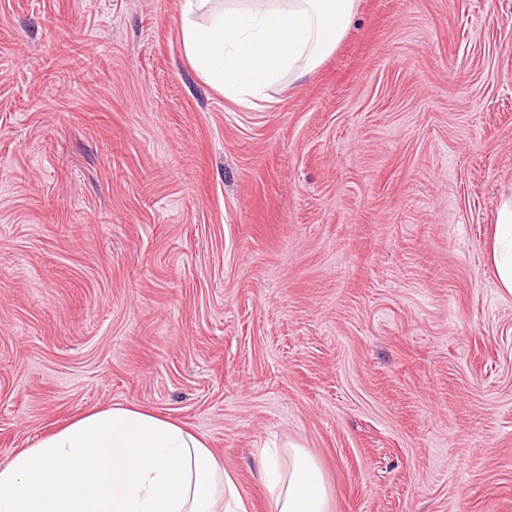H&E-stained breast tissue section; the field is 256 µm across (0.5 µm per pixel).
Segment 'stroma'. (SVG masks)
<instances>
[{
	"label": "stroma",
	"mask_w": 512,
	"mask_h": 512,
	"mask_svg": "<svg viewBox=\"0 0 512 512\" xmlns=\"http://www.w3.org/2000/svg\"><path fill=\"white\" fill-rule=\"evenodd\" d=\"M181 0H0V461L112 404L270 512L294 443L332 512H512V0H360L241 103ZM495 224L490 262L500 289L512 295V183L501 189Z\"/></svg>",
	"instance_id": "35a3bbf8"
}]
</instances>
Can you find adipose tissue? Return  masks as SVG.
I'll return each mask as SVG.
<instances>
[{"instance_id": "1", "label": "adipose tissue", "mask_w": 512, "mask_h": 512, "mask_svg": "<svg viewBox=\"0 0 512 512\" xmlns=\"http://www.w3.org/2000/svg\"><path fill=\"white\" fill-rule=\"evenodd\" d=\"M183 0L182 40L194 69L232 98L304 79L345 36L359 0ZM206 21H199L200 13ZM490 262L512 295V184L496 208ZM259 471L273 512H331L322 468L302 447L266 448ZM0 512H247L204 438L135 406L75 416L0 463Z\"/></svg>"}]
</instances>
